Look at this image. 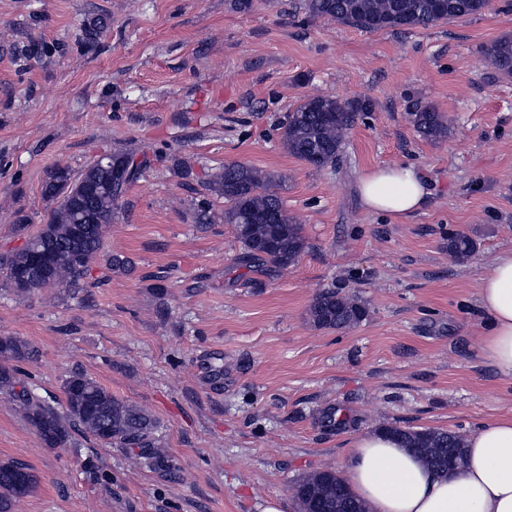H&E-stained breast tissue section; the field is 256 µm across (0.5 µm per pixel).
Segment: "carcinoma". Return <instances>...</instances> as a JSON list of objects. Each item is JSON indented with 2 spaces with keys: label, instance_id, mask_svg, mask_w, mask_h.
I'll return each instance as SVG.
<instances>
[{
  "label": "carcinoma",
  "instance_id": "1",
  "mask_svg": "<svg viewBox=\"0 0 512 512\" xmlns=\"http://www.w3.org/2000/svg\"><path fill=\"white\" fill-rule=\"evenodd\" d=\"M305 13L363 31H405L427 28L454 19L477 16L488 0H303ZM495 70L512 74V37H502L484 49ZM370 110L362 100H340L334 96H308L289 112L280 125L281 144L291 156L316 169L336 164L349 131L360 113ZM416 130L432 140L445 138L450 126L442 113L429 105L409 112ZM149 159L134 151L111 153L110 163H89L78 175L57 165L46 174L43 196L56 204L47 221L24 245L0 260V268L15 295L24 298L41 288H76L101 250L105 228L116 217L119 202L147 168ZM90 184L112 187L108 195L88 197L81 189ZM209 194L224 200V223L235 228L243 246L240 262L246 266L284 269L306 248L302 227L288 214L274 175L249 164L231 163L207 175ZM278 210L276 222L265 219ZM476 250L475 242L460 233L448 236V254L466 260ZM44 251L50 264L32 273L22 287L12 272L27 268L33 253ZM364 304L335 290L319 294L310 307V317L319 327L341 329L360 323ZM29 343L17 336H0V390L19 400L25 418L43 443L64 447L73 435H89L106 445L138 448L137 464L150 470L169 467L166 450L157 435L158 424L140 407L112 395L82 372L69 375L62 384L64 408L59 410L37 395L18 377L15 364L31 357ZM406 448H418L421 458L433 469L444 460L445 449L464 456V438L454 432L391 427ZM38 478L17 461L0 462V512H12L13 503L33 491ZM301 512H366L337 473L331 469L311 472L292 488Z\"/></svg>",
  "mask_w": 512,
  "mask_h": 512
}]
</instances>
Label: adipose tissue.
Wrapping results in <instances>:
<instances>
[{"instance_id":"adipose-tissue-1","label":"adipose tissue","mask_w":512,"mask_h":512,"mask_svg":"<svg viewBox=\"0 0 512 512\" xmlns=\"http://www.w3.org/2000/svg\"><path fill=\"white\" fill-rule=\"evenodd\" d=\"M357 190L367 211L393 222L418 211L428 193L411 164L359 173ZM486 315L482 352L512 374V252L497 256L482 278ZM461 471L442 475L393 437L368 431L355 439L344 479L368 512H512V417L491 419L465 437Z\"/></svg>"}]
</instances>
